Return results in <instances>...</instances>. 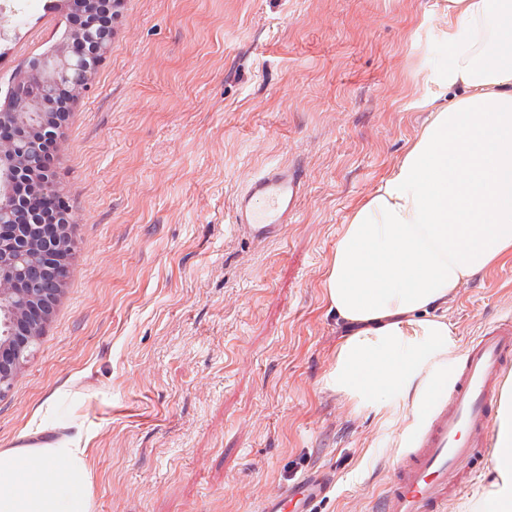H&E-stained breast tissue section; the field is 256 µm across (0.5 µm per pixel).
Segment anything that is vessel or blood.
Wrapping results in <instances>:
<instances>
[{
	"label": "vessel or blood",
	"mask_w": 512,
	"mask_h": 512,
	"mask_svg": "<svg viewBox=\"0 0 512 512\" xmlns=\"http://www.w3.org/2000/svg\"><path fill=\"white\" fill-rule=\"evenodd\" d=\"M304 190L300 165H268L237 191L232 222L257 241L278 237L296 215ZM510 370L512 315H507L484 326L449 366L448 385L431 405L426 426L411 436L368 512H444L455 477L477 471ZM330 488L324 474L305 475L265 499L261 512H310L309 503Z\"/></svg>",
	"instance_id": "obj_1"
}]
</instances>
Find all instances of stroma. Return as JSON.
<instances>
[{
	"instance_id": "stroma-1",
	"label": "stroma",
	"mask_w": 512,
	"mask_h": 512,
	"mask_svg": "<svg viewBox=\"0 0 512 512\" xmlns=\"http://www.w3.org/2000/svg\"><path fill=\"white\" fill-rule=\"evenodd\" d=\"M0 37V109L63 43L67 0H21ZM443 0H124L53 167L76 223L33 357L0 398V448L47 414L91 450L92 512H259L312 472L314 512H365L422 427L412 395L356 406L330 383L347 330L326 271L353 206L427 118ZM307 185L277 239L230 222L263 166ZM512 312V258L438 309L448 358Z\"/></svg>"
}]
</instances>
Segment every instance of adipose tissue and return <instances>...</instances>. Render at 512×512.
I'll list each match as a JSON object with an SVG mask.
<instances>
[{
	"mask_svg": "<svg viewBox=\"0 0 512 512\" xmlns=\"http://www.w3.org/2000/svg\"><path fill=\"white\" fill-rule=\"evenodd\" d=\"M429 117L390 175L356 203L325 286L349 332L332 382L361 402L422 381L427 410L448 380L447 323L432 316L476 272L512 256V0H446ZM59 420L0 448V512H92L89 450ZM493 476L474 512H512V386L495 422Z\"/></svg>",
	"mask_w": 512,
	"mask_h": 512,
	"instance_id": "ef3b65f1",
	"label": "adipose tissue"
}]
</instances>
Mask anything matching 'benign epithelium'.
Here are the masks:
<instances>
[{"label": "benign epithelium", "mask_w": 512, "mask_h": 512, "mask_svg": "<svg viewBox=\"0 0 512 512\" xmlns=\"http://www.w3.org/2000/svg\"><path fill=\"white\" fill-rule=\"evenodd\" d=\"M84 15L93 19L105 5L120 0H76ZM109 24L99 26L91 21L73 27L69 42L34 59L26 74L13 89L12 109L0 111V128L12 133L0 135V223L14 222L16 211L25 206L23 197L6 184L27 181L28 175L39 174V186L47 193L56 186L53 167L42 162L40 145L57 143L60 114L47 109L52 103L53 87L66 84L73 99L90 87L96 65L103 60L112 40ZM72 223L70 210L60 214L59 224H27L19 234L0 248V301L14 302L12 314H29V323L0 336V397L15 379V370L32 353L35 342L43 334L44 320L51 311L58 289L34 288L28 285L24 271L16 265L14 254H26L40 266H55L66 253L63 242L66 228Z\"/></svg>", "instance_id": "1"}]
</instances>
